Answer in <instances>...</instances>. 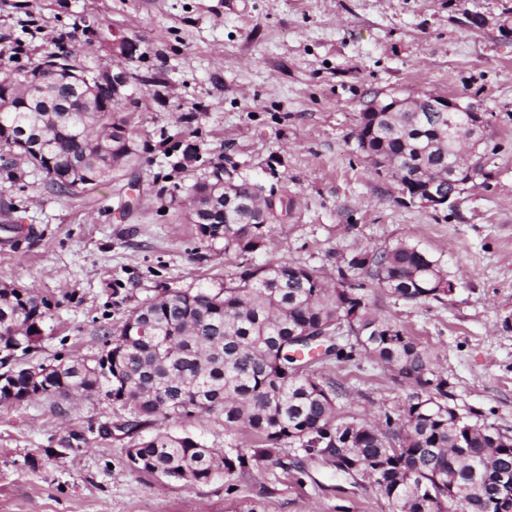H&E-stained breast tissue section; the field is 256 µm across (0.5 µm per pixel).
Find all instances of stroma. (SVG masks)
Masks as SVG:
<instances>
[{"instance_id": "35a3bbf8", "label": "stroma", "mask_w": 512, "mask_h": 512, "mask_svg": "<svg viewBox=\"0 0 512 512\" xmlns=\"http://www.w3.org/2000/svg\"><path fill=\"white\" fill-rule=\"evenodd\" d=\"M512 0H0V64L63 47L89 67L125 71L124 113L142 166L138 206L118 213L128 177L83 194L47 193L43 175L0 176V282L55 301L39 358H92L146 299L223 287L240 261L200 241L185 188L212 165L238 163L295 203L253 264L294 262L329 285L360 252L417 246L450 280L427 303L397 299L366 275L372 317L425 346L459 412L512 435ZM135 43L122 55L119 40ZM451 95L489 120L486 168L452 207L404 200L356 142L377 96ZM196 147L198 162L168 160ZM323 379L346 389L341 415L400 412L410 388L364 355L331 360ZM122 414L104 396L69 407L0 404V512H393L365 478L288 445L233 480L184 486L131 470L135 439L102 428ZM224 451L256 438L208 416L177 427Z\"/></svg>"}]
</instances>
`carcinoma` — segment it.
I'll list each match as a JSON object with an SVG mask.
<instances>
[{
	"mask_svg": "<svg viewBox=\"0 0 512 512\" xmlns=\"http://www.w3.org/2000/svg\"><path fill=\"white\" fill-rule=\"evenodd\" d=\"M101 99L110 112H92L63 86L38 100L18 94L0 112V169L15 178L45 176L57 195L77 196L116 178L112 160L123 167L140 162L137 136L112 102V79ZM126 131L112 139V125ZM448 113L382 116L374 130L362 129L360 150L370 162L398 178L423 186L448 175L453 139ZM369 138L364 146L362 137ZM226 177L245 199L263 189L232 168ZM293 202L281 192L253 213L238 209L235 223L217 211L194 223L200 241L224 244V253L245 258L263 251L271 226L292 215ZM359 270L404 301L423 303L448 294V280L426 252L406 242L355 256ZM364 285L339 270L328 287L315 272L282 261L248 265L219 290L197 288L151 298L119 329L104 331L99 357H55L28 365L52 368L42 380L17 369L0 382V403L42 399L59 412L75 397L102 391L126 412V433L137 434L160 418L180 424L207 415L224 428L244 427L258 438L226 452L207 448L187 434L158 431L127 450L134 471L159 472L184 485L231 478L258 468L287 444L310 456L334 459L336 470L361 474L394 507V512H498L512 497V444L499 430L470 417L455 420L449 410L448 377L434 366L428 350L389 323L372 318ZM55 304L32 288L0 284V352L28 356L37 349ZM354 335L341 347L331 341L340 326ZM363 352L396 373L412 392L398 415L379 423L342 417L339 392L312 370L318 362L350 361Z\"/></svg>",
	"mask_w": 512,
	"mask_h": 512,
	"instance_id": "obj_1",
	"label": "carcinoma"
}]
</instances>
